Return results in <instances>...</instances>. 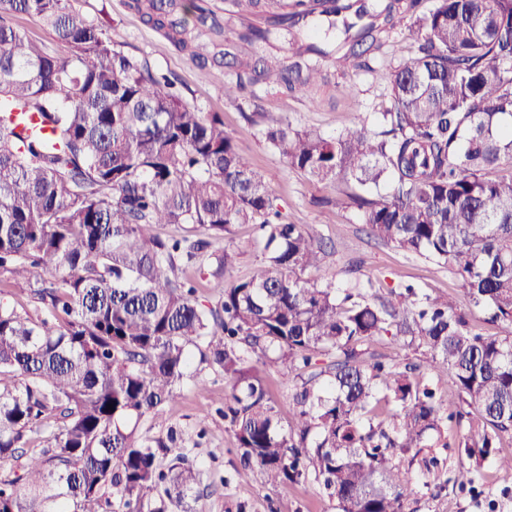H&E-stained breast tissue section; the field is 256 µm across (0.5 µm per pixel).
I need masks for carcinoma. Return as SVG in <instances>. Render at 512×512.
<instances>
[{
    "mask_svg": "<svg viewBox=\"0 0 512 512\" xmlns=\"http://www.w3.org/2000/svg\"><path fill=\"white\" fill-rule=\"evenodd\" d=\"M305 2L224 0L238 18L232 99L245 84L311 95L322 60L342 69L380 46L394 18L418 0ZM174 45H188L187 14L201 27L217 14L184 0H134ZM25 14L63 50L11 24ZM342 20L333 46L300 43L285 61L265 51L273 30ZM418 54L391 76V107L377 130L354 124L335 137L266 123L272 151L319 183L341 180L369 235L453 267L474 307L505 325L482 336L441 297L401 284L374 301L332 282L304 279L324 247L284 222L264 176L224 131L171 83L117 48L70 0H0V107L38 116L30 130L0 119V273L30 288L47 317L0 302V512H188L200 470L166 439L135 436L158 418L187 377L191 348L232 384L224 407L244 468L266 483L312 474L339 512H406L416 476L396 457L440 443L453 418L467 420L454 447L469 460L450 478L475 490L487 462L512 436V0H434L415 17ZM176 224L179 233L156 228ZM255 224L264 241L259 273L226 281ZM224 242V247L216 244ZM41 268L52 279L31 282ZM219 293L197 301L199 282ZM388 336L421 352L403 370L369 351ZM275 353L283 376L309 369L285 429L268 403L257 363ZM448 382L469 411L446 412L424 376ZM113 409H108V405Z\"/></svg>",
    "mask_w": 512,
    "mask_h": 512,
    "instance_id": "1",
    "label": "carcinoma"
}]
</instances>
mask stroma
I'll return each mask as SVG.
<instances>
[{"label":"stroma","instance_id":"stroma-1","mask_svg":"<svg viewBox=\"0 0 512 512\" xmlns=\"http://www.w3.org/2000/svg\"><path fill=\"white\" fill-rule=\"evenodd\" d=\"M131 2L76 0L75 5L91 20L107 19L109 33L121 50L147 64L153 74L173 80L200 111L221 114L225 130L264 175L286 222L302 226L323 241L327 255L319 277L335 280L343 288L367 284L368 296L375 298L387 297L392 288L406 282L424 294L450 296L461 309L473 311L451 267L375 240L360 223L355 208L322 205V198L343 191V183L319 184L289 167L267 146L259 126L247 119L248 114L260 112L267 119L326 136L356 122L372 121L375 113L390 105L391 75L415 55L410 17L396 19L381 48L369 55L368 68L343 71L334 60H326L325 81L315 98L257 84L230 99L224 95V84L235 77L232 62L202 75L189 52L176 49L162 31L132 9ZM260 370L270 405L281 424H289L293 383L274 362H266ZM192 372L175 400L166 405L165 423L142 419L136 433L154 438L165 435L171 426L178 431L183 453L201 472L199 493L191 503L193 512H338L335 501L314 478L272 486L244 469L234 433L224 419L230 385L223 372L208 363L195 361ZM198 378L205 381V391L195 388ZM204 409L210 417L202 426L198 415ZM436 453L442 461L440 470L434 477L419 475L421 487L417 501L410 505L412 512H512V472L485 466L481 492L476 495L448 482L458 464L456 450L440 447Z\"/></svg>","mask_w":512,"mask_h":512}]
</instances>
